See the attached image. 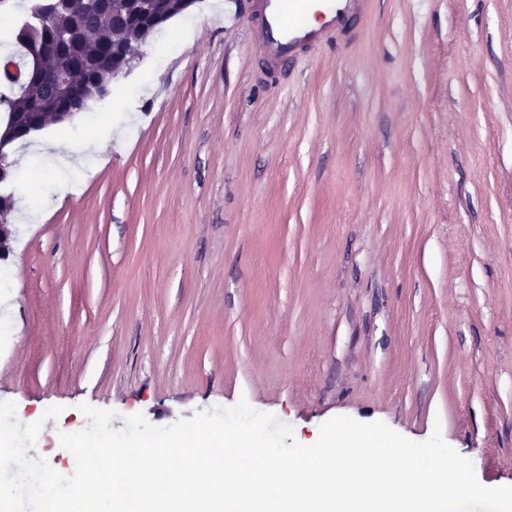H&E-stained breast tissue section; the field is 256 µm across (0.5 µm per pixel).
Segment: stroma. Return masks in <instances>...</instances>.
I'll return each mask as SVG.
<instances>
[{"instance_id":"1","label":"stroma","mask_w":512,"mask_h":512,"mask_svg":"<svg viewBox=\"0 0 512 512\" xmlns=\"http://www.w3.org/2000/svg\"><path fill=\"white\" fill-rule=\"evenodd\" d=\"M257 6L197 0L16 144L0 401L43 423L28 458L74 470L82 403L119 430L244 399L299 441L437 429L512 485V0H368L271 73Z\"/></svg>"}]
</instances>
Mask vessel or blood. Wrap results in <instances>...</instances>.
<instances>
[{"label":"vessel or blood","instance_id":"vessel-or-blood-1","mask_svg":"<svg viewBox=\"0 0 512 512\" xmlns=\"http://www.w3.org/2000/svg\"><path fill=\"white\" fill-rule=\"evenodd\" d=\"M364 0H259L263 16L264 46L278 61H286L304 46L323 41L325 35L346 23L360 11Z\"/></svg>","mask_w":512,"mask_h":512}]
</instances>
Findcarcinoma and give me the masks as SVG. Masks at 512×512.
I'll list each match as a JSON object with an SVG mask.
<instances>
[{"instance_id": "carcinoma-1", "label": "carcinoma", "mask_w": 512, "mask_h": 512, "mask_svg": "<svg viewBox=\"0 0 512 512\" xmlns=\"http://www.w3.org/2000/svg\"><path fill=\"white\" fill-rule=\"evenodd\" d=\"M61 6L53 13L41 10L43 0H22L23 8L12 17L10 25L15 42L22 48V59L31 55L30 46L37 45L43 52V70L46 79L28 86V73L5 78L0 89V117H7L17 129H24L41 113L43 122L55 118V113L73 97L87 94L100 80H113L116 64L105 44L110 42H137L135 23L117 16L83 7L78 0H60ZM67 25L78 29V43L72 50L57 51L53 47L57 31ZM66 72L71 81L62 91L52 75Z\"/></svg>"}]
</instances>
